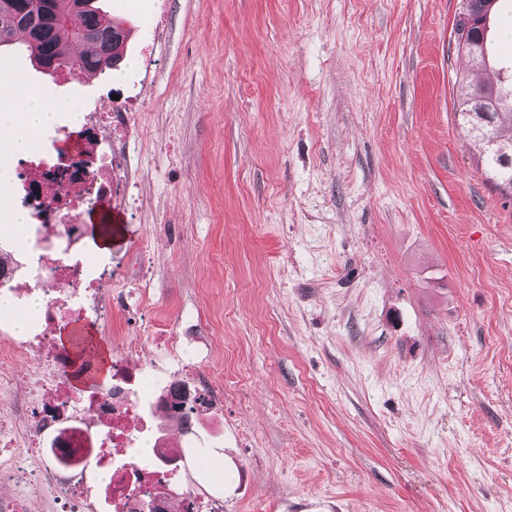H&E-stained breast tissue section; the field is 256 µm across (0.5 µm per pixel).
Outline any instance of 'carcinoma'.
I'll list each match as a JSON object with an SVG mask.
<instances>
[{"label": "carcinoma", "instance_id": "carcinoma-1", "mask_svg": "<svg viewBox=\"0 0 512 512\" xmlns=\"http://www.w3.org/2000/svg\"><path fill=\"white\" fill-rule=\"evenodd\" d=\"M497 7L476 20V35L482 42V67L489 63L488 29ZM27 33L29 56L50 81L61 70L76 71L79 77L95 76L114 68L121 61L124 32L116 24L104 26L100 13L92 6L71 10V0H0V50L13 46L18 32ZM83 50L76 51L74 46ZM492 77L477 85H460L459 102L465 115L472 98L484 95L491 112L481 121L483 132L473 133L484 162L499 186L512 189V83L502 70L490 69Z\"/></svg>", "mask_w": 512, "mask_h": 512}]
</instances>
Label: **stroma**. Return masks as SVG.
Listing matches in <instances>:
<instances>
[{
  "instance_id": "1",
  "label": "stroma",
  "mask_w": 512,
  "mask_h": 512,
  "mask_svg": "<svg viewBox=\"0 0 512 512\" xmlns=\"http://www.w3.org/2000/svg\"><path fill=\"white\" fill-rule=\"evenodd\" d=\"M95 4L116 69L0 70L140 115L81 239L112 287L148 270L150 302L87 325L111 357L223 377L192 434L156 416L192 476L217 444L224 512H512V196L457 115L485 77L462 0Z\"/></svg>"
}]
</instances>
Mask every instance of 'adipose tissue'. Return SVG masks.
<instances>
[{
    "instance_id": "obj_1",
    "label": "adipose tissue",
    "mask_w": 512,
    "mask_h": 512,
    "mask_svg": "<svg viewBox=\"0 0 512 512\" xmlns=\"http://www.w3.org/2000/svg\"><path fill=\"white\" fill-rule=\"evenodd\" d=\"M54 105L37 89L25 86L17 75L0 72V186L12 178L11 158L31 153L35 141L57 121Z\"/></svg>"
}]
</instances>
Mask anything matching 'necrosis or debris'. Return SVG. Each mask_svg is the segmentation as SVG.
Instances as JSON below:
<instances>
[{"label": "necrosis or debris", "instance_id": "1", "mask_svg": "<svg viewBox=\"0 0 512 512\" xmlns=\"http://www.w3.org/2000/svg\"><path fill=\"white\" fill-rule=\"evenodd\" d=\"M139 120L136 112L87 110L64 168L53 169L37 153L35 176L17 170L16 187H41L28 199L41 224H77L90 200L111 199L112 144ZM56 251L38 257L27 278L39 284L48 273L64 289L46 297L27 336L0 347V398L14 406L12 417L0 418V485L11 489L0 496V512H30L34 500L50 502L55 512H224L223 500L187 478L180 451L163 442L143 447L155 407L180 403L185 381L160 382L130 350L98 388L71 386L80 369L57 348L52 331L90 313L111 319L112 298L101 292L77 239L62 240ZM31 359L34 369L20 374Z\"/></svg>", "mask_w": 512, "mask_h": 512}]
</instances>
